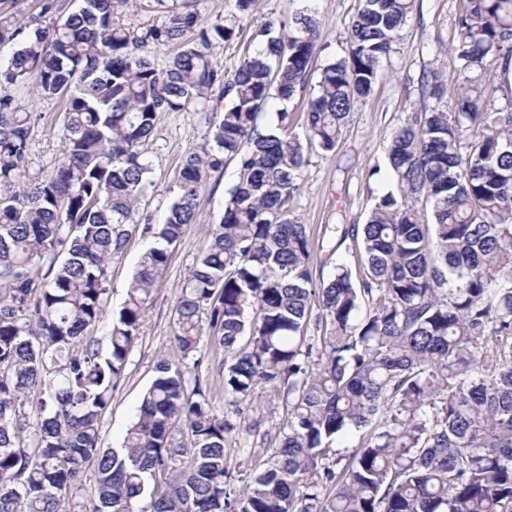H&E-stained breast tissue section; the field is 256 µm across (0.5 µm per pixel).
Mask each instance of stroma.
Returning a JSON list of instances; mask_svg holds the SVG:
<instances>
[{"mask_svg":"<svg viewBox=\"0 0 512 512\" xmlns=\"http://www.w3.org/2000/svg\"><path fill=\"white\" fill-rule=\"evenodd\" d=\"M326 43L317 58L325 64L343 55L349 38L348 26L359 8V0H313ZM464 0H415L413 12L400 41L382 61L386 73L371 94L357 103L334 151H306L301 188L290 203V215L307 228L312 261L313 287H320L344 264L353 279H361L364 267L361 229L375 198L395 186L387 150L396 131L410 113L423 104L421 80L424 72L438 69L447 85H455L457 65L449 47ZM296 8L294 0H254L248 14H240L235 0H196L202 21L231 24L232 40L216 46L213 60L226 72H234L249 48L251 31L266 21L287 17ZM25 112L39 113L30 134L34 168L49 174L63 157L61 125L63 103L44 98L35 83L0 89ZM209 127L208 113L189 108L158 116L147 156L152 173L139 201V211L152 223L165 219L173 201V187L182 160L199 148ZM237 177L235 161L210 172L199 197L197 222L190 225L173 247L169 263L147 307L143 326L134 340L125 371L112 392V401L101 417L103 447H120L140 404L144 390L155 377V366L173 345L175 306L184 278L197 255L209 242L208 225L216 223L224 197ZM149 237L134 234L123 257L108 273V309L123 305L127 289ZM200 376L206 380L211 404L217 415L234 423L227 464L231 471L249 472L263 464L279 445L278 433L287 416L282 392L258 387L251 400L233 403L224 394V351L203 342Z\"/></svg>","mask_w":512,"mask_h":512,"instance_id":"35a3bbf8","label":"stroma"}]
</instances>
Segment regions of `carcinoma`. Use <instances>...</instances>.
I'll return each mask as SVG.
<instances>
[{
	"mask_svg": "<svg viewBox=\"0 0 512 512\" xmlns=\"http://www.w3.org/2000/svg\"><path fill=\"white\" fill-rule=\"evenodd\" d=\"M117 2L134 4L82 0L66 14L47 0L25 20L0 13V46L14 47L0 87L33 81L64 102V157L43 177L31 172L34 113L0 97V512H512V99L486 104V74L512 63V0H467L459 14L454 111L424 107L392 138L396 189L363 226L365 277L339 264L320 288L331 332L318 344L302 335L307 230L289 217L305 144L336 148L414 0H360L347 53L317 74L323 33L304 5L259 28L230 75L212 50L233 27L154 0L161 24L134 29L114 17ZM166 47L175 53L161 67L153 51ZM312 80L305 138L287 133L286 112L258 128L271 100ZM217 86L221 112L209 108ZM445 93L428 72L425 97ZM190 105L219 115L155 225L137 207L145 146L160 113ZM226 156L237 180L183 283L174 352L123 446L104 448L100 418L170 248ZM135 231L155 242L111 315L104 355L85 332L106 316L108 269ZM205 336L224 348V393L245 401L264 383L288 397L279 447L238 491L226 467L234 426L196 373ZM353 429L366 430L361 446L330 460Z\"/></svg>",
	"mask_w": 512,
	"mask_h": 512,
	"instance_id": "obj_1",
	"label": "carcinoma"
}]
</instances>
